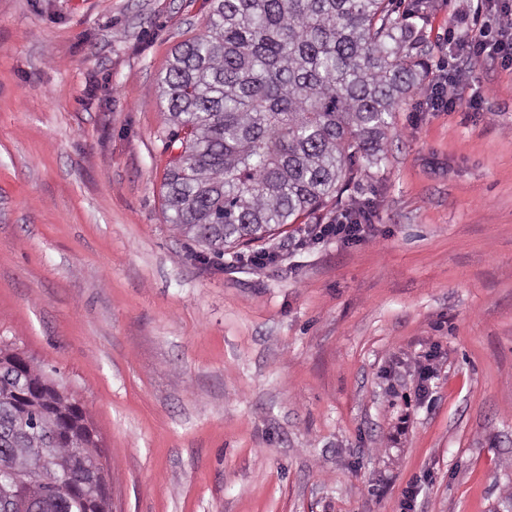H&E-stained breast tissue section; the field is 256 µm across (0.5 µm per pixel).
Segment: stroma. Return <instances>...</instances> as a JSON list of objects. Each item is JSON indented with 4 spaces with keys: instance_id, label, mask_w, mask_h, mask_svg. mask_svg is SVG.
<instances>
[{
    "instance_id": "obj_1",
    "label": "stroma",
    "mask_w": 512,
    "mask_h": 512,
    "mask_svg": "<svg viewBox=\"0 0 512 512\" xmlns=\"http://www.w3.org/2000/svg\"><path fill=\"white\" fill-rule=\"evenodd\" d=\"M429 75L472 0H399ZM210 0H0V339L55 371L112 512H492L512 490V69L395 114L341 202L201 261L157 79ZM273 262H255L257 252ZM434 375L424 381L423 367ZM461 70L453 69L447 74H439L422 92L418 100L422 112H452L466 104L479 112L480 97H466V87L463 85ZM372 216L373 215L370 212L365 211L364 220H357L358 224H352L355 220H350L347 214L341 212L336 215L334 224H320L318 226V235L325 234V236H341L346 241L354 242L367 241L368 235L364 224H372Z\"/></svg>"
}]
</instances>
